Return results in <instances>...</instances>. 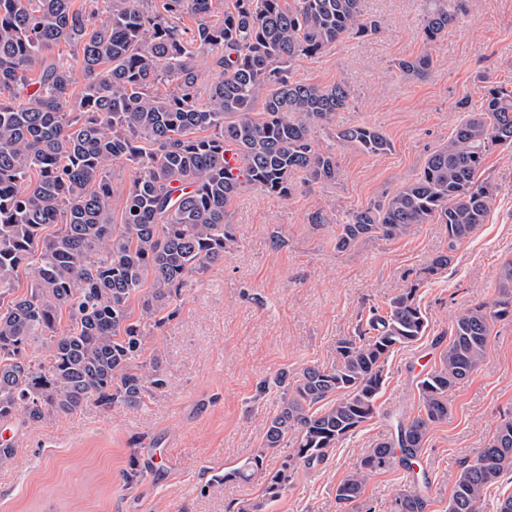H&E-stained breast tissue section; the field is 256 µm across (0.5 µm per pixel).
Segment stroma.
I'll use <instances>...</instances> for the list:
<instances>
[{
    "instance_id": "35a3bbf8",
    "label": "stroma",
    "mask_w": 512,
    "mask_h": 512,
    "mask_svg": "<svg viewBox=\"0 0 512 512\" xmlns=\"http://www.w3.org/2000/svg\"><path fill=\"white\" fill-rule=\"evenodd\" d=\"M364 8L380 20L378 34L301 58L294 73L316 84L348 83L353 97L337 123L380 128L390 152L368 155L323 132L321 148L339 161L335 182L299 187L288 199L244 189L230 208L236 244L186 288L179 314L151 338L163 353L167 387L138 409L91 405L9 432L16 455L0 466V512H234L264 501L262 478L217 476L261 444L282 395L277 375L331 365L337 338L414 283L448 237L445 225L421 224L340 252L335 224H313L310 216L331 204L364 206L413 180L460 121L457 102L480 106L481 76L512 85V0H464L420 80L402 77L394 64L425 50L423 0H365ZM483 176L495 189L489 216L452 263L420 285L428 333L390 355L374 417L324 462L299 468L263 512H341L337 484L387 440L394 418L417 414V383L439 366L455 316L498 297L500 268L512 258V149L487 155ZM448 407L447 421L430 428L424 445L428 512H446L460 465L512 415V321L496 324L483 362L449 392ZM132 467L139 477L129 483ZM408 486L400 467L385 468L348 512H387Z\"/></svg>"
}]
</instances>
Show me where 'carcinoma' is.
<instances>
[{
  "label": "carcinoma",
  "instance_id": "carcinoma-1",
  "mask_svg": "<svg viewBox=\"0 0 512 512\" xmlns=\"http://www.w3.org/2000/svg\"><path fill=\"white\" fill-rule=\"evenodd\" d=\"M224 20L208 21L213 0H103L105 19L72 0H0V425L26 426L94 404L138 408L168 385L162 354L147 353L154 331L179 313L183 288L224 262L236 241L229 209L249 186L284 199L294 179H336V155L317 137L332 131L343 146L370 155L391 150L378 127L336 124L350 104L344 82L320 87L294 77L293 65L346 39L377 34L381 23L364 0H230ZM421 37L427 50L395 62L407 79L424 77L432 49L461 0H425ZM186 14L197 27H182ZM73 58L54 54L60 45ZM217 56L219 72L199 98L196 57ZM159 82L174 83L165 95ZM448 141L425 158L417 177L336 220V249L374 237L408 235L419 224H444L446 248L385 311L359 319L336 339V361L308 366L284 385L260 446L218 477L264 475L276 499L297 466L323 462L330 450L374 416L384 367L396 349L425 335L416 302L423 280L452 262L485 223L493 189L480 179L486 155L512 146V89L492 85L467 109ZM236 153L238 172L224 153ZM116 165L129 183L112 181ZM122 202L115 221L113 202ZM50 224L61 228L44 234ZM28 269L27 292L3 304L14 276ZM138 299L139 316L131 302ZM512 321V260L501 266L499 298L456 316L439 367L418 382L419 412L371 448L336 486L352 505L367 481L392 464L414 476L389 512H426L428 474L416 476L426 437L448 420V392L483 362L493 327ZM45 345V354L30 352ZM293 443L270 472L268 455ZM512 471V416L497 425L458 475L448 512H480L487 489Z\"/></svg>",
  "mask_w": 512,
  "mask_h": 512
}]
</instances>
